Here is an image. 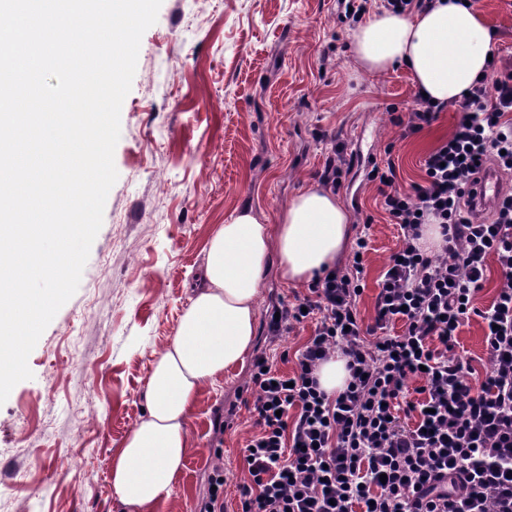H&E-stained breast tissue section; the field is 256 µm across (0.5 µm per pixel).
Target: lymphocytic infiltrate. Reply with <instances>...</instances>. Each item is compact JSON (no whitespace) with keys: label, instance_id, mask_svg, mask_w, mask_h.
I'll return each mask as SVG.
<instances>
[{"label":"lymphocytic infiltrate","instance_id":"obj_1","mask_svg":"<svg viewBox=\"0 0 512 512\" xmlns=\"http://www.w3.org/2000/svg\"><path fill=\"white\" fill-rule=\"evenodd\" d=\"M457 110L453 134L423 160V184L403 190L394 169L371 172L402 236L371 321L358 309L363 236L348 268L271 318L274 341L310 319L315 329L293 373L253 359L242 512H512V192L485 219L473 200L487 166L512 173V71L492 59ZM427 224L441 236L433 253L419 243ZM493 264L500 286L482 310L474 299ZM473 316L486 325L479 377L455 352ZM338 354L348 378L330 394L317 372Z\"/></svg>","mask_w":512,"mask_h":512}]
</instances>
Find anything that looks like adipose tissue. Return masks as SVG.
Returning a JSON list of instances; mask_svg holds the SVG:
<instances>
[{
	"mask_svg": "<svg viewBox=\"0 0 512 512\" xmlns=\"http://www.w3.org/2000/svg\"><path fill=\"white\" fill-rule=\"evenodd\" d=\"M494 39L466 0H435L432 8L412 13L373 11L352 29L350 46L364 72L405 66L419 92L447 104L461 100L487 73ZM352 235L336 194L319 186L297 194L276 226L245 206L218 227L178 333L154 361L146 413L111 461L113 494L124 512H155L168 496L184 463L201 388L243 365L254 345L257 298L268 267L284 283L312 282L345 255Z\"/></svg>",
	"mask_w": 512,
	"mask_h": 512,
	"instance_id": "obj_1",
	"label": "adipose tissue"
}]
</instances>
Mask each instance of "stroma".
<instances>
[{"label":"stroma","instance_id":"1","mask_svg":"<svg viewBox=\"0 0 512 512\" xmlns=\"http://www.w3.org/2000/svg\"><path fill=\"white\" fill-rule=\"evenodd\" d=\"M475 8L498 34L495 55L512 65V0ZM356 23L339 0H163L122 104L118 179L79 288L31 352L32 378L0 405V512H121L110 461L142 416L152 363L192 302L209 239L246 205L276 221L319 184L335 145L343 150L335 193L355 233L369 237L359 310L372 318L401 237L370 172L390 163L400 188L422 182L424 157L459 114L445 108L402 137L411 75L363 73L348 47ZM304 291L268 272L255 349L272 306ZM250 372L246 364L203 387L185 464L156 512H194L219 461L224 512H241L253 426L239 394Z\"/></svg>","mask_w":512,"mask_h":512}]
</instances>
